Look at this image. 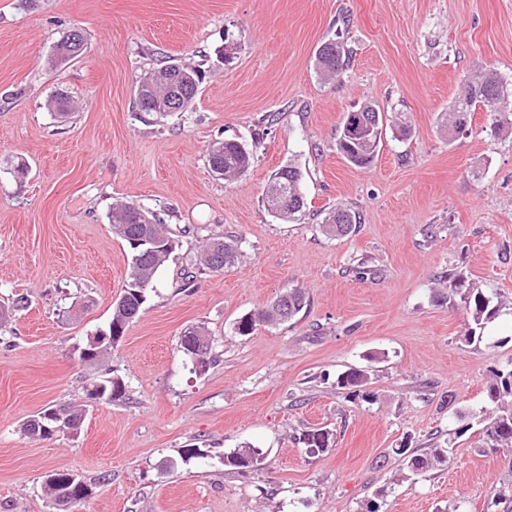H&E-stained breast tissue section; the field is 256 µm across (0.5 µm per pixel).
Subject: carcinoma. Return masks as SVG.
Wrapping results in <instances>:
<instances>
[{"instance_id": "1", "label": "carcinoma", "mask_w": 512, "mask_h": 512, "mask_svg": "<svg viewBox=\"0 0 512 512\" xmlns=\"http://www.w3.org/2000/svg\"><path fill=\"white\" fill-rule=\"evenodd\" d=\"M73 32H67L59 41L58 46L64 50V55L53 58L55 63H65L81 56L85 51V39L79 42L71 41ZM346 64V56L336 42L329 41L321 45L316 53V67L320 76L332 79L342 71ZM158 78L162 82L166 99H176L187 106L194 101L202 82V73L199 69L185 63L173 62L158 71ZM490 108L493 131L501 130L505 125H512V108L504 109L505 95L503 84L494 74H485L481 79L466 84L454 101L451 112L448 113V131L458 132L467 125L471 112L477 104ZM367 113L377 116L375 126L377 135H382L384 113L374 103H366L361 109L349 112L344 117L343 129L349 131L345 140L338 142V147L349 163L356 167H367L374 158L370 154L374 149L365 141V128L361 117ZM253 152L237 141L224 140L214 143L208 152L210 169L221 173L226 180L235 179L244 174L251 166ZM283 174L282 182L288 183V188L275 197L265 192V203L268 209L276 212L280 217L294 220L305 208L304 200L295 197L296 186L293 182L302 180V173L295 166H286L279 170ZM112 232L125 242L136 237L166 238L174 240L172 233L164 225L163 220L149 215L147 211L134 203L117 204L112 207ZM356 229V215L347 210H336L328 213L322 223V230L327 233H336L346 236ZM172 251H160L141 257L138 249H132L129 263L128 281H144L151 283L158 272L170 260ZM239 258L238 245L221 241H209L200 254L199 264L211 272H221L224 268L233 265ZM441 296L444 299L459 298L468 315V339L476 337V333L486 327V324L495 318L500 307L492 304V299L475 285H464L457 278L448 279V287L444 288ZM280 300L288 302V313H283L280 307L272 305L267 309L243 316L239 323L251 321L254 325L261 323H281L292 320L306 307L305 293L299 288H290ZM143 302L137 297H119L112 307V326L125 331L141 311ZM121 336H109L101 344L99 352L95 353L86 363L95 365L111 354L112 348L120 341ZM213 341L202 326H190L185 329L181 337L180 348L186 351L193 350L200 370H206L210 362ZM495 382L489 386V396L494 403L502 401L503 397H512V362L500 369L494 370ZM369 380V373L364 369L350 368L337 375L336 385L349 391L354 396L359 395L360 388ZM125 383L119 376L104 377L92 383L86 390L97 392V400L114 401L125 395ZM49 409L66 414L68 419V435L79 433L84 410L78 406L51 405ZM485 443L491 448L507 446L512 448V408L501 407L497 412L480 420ZM299 442L309 454L326 451L332 444V433L323 428H312L301 433ZM394 453L402 458L406 468L419 471L428 470L437 464L448 462V449L441 446L420 452L418 448H407L403 445L394 449ZM262 450L243 446L236 448L224 456V465L233 469H248L253 466L250 458L260 459ZM70 472L57 471L52 473L55 483H46L47 494L50 498L56 497V492L63 491L67 495L81 501L92 495L93 484L81 478L69 480Z\"/></svg>"}]
</instances>
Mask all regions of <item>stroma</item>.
I'll return each instance as SVG.
<instances>
[{
    "mask_svg": "<svg viewBox=\"0 0 512 512\" xmlns=\"http://www.w3.org/2000/svg\"><path fill=\"white\" fill-rule=\"evenodd\" d=\"M75 28L84 54L53 63ZM328 40L348 56L332 81L315 69ZM172 59L205 72L192 105L138 111L140 78ZM490 70L512 97V0H0V305L26 301L0 328V512H57L44 483L62 470L95 484L71 512H512V448L486 447L477 424L454 434L491 409L492 371L512 361V128L491 134L480 105L466 131L445 129ZM368 102L384 129L358 168L337 139ZM222 140L254 149L231 182L208 166ZM288 165L306 202L291 222L264 203ZM122 202L162 216L178 248L90 366L80 352L127 283L110 227ZM336 208L356 214L352 234L322 231ZM210 238L241 261L186 281ZM454 275L503 305L483 340L437 296ZM295 287V320L235 334ZM192 325L213 340L203 371L180 350ZM351 367L369 370L371 401L337 387ZM109 372L126 394L86 404L79 435L22 432ZM319 427L332 446L308 454L298 437ZM246 444L264 458L242 475L224 455ZM403 444L452 453L414 475ZM186 448L199 455L183 463Z\"/></svg>",
    "mask_w": 512,
    "mask_h": 512,
    "instance_id": "1",
    "label": "stroma"
}]
</instances>
